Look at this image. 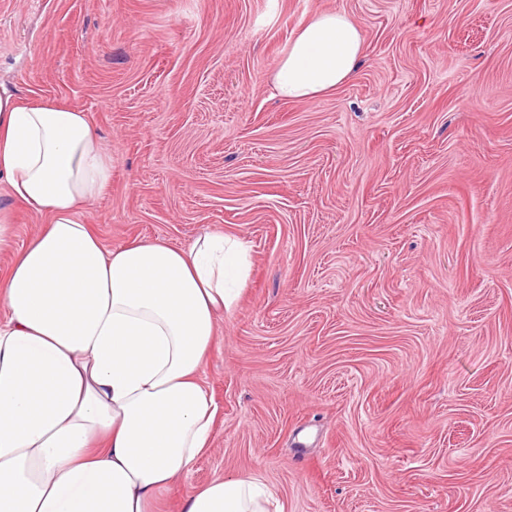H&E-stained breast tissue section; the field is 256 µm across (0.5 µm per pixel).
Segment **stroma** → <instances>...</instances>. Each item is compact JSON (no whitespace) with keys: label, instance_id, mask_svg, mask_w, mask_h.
I'll return each instance as SVG.
<instances>
[{"label":"stroma","instance_id":"stroma-1","mask_svg":"<svg viewBox=\"0 0 512 512\" xmlns=\"http://www.w3.org/2000/svg\"><path fill=\"white\" fill-rule=\"evenodd\" d=\"M326 9L356 77L276 97ZM0 86L98 129L106 248L249 249L211 447L161 512L218 474L285 512H512V0H0Z\"/></svg>","mask_w":512,"mask_h":512}]
</instances>
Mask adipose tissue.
Listing matches in <instances>:
<instances>
[{
	"mask_svg": "<svg viewBox=\"0 0 512 512\" xmlns=\"http://www.w3.org/2000/svg\"><path fill=\"white\" fill-rule=\"evenodd\" d=\"M358 24L339 10L300 25L272 76L309 102L352 80ZM86 113L0 91V179L45 217L14 249L0 208V512H156L211 445L217 406L201 379L216 321L239 302L248 249L208 233L108 249L81 223L111 183ZM255 475H219L181 512H270Z\"/></svg>",
	"mask_w": 512,
	"mask_h": 512,
	"instance_id": "obj_1",
	"label": "adipose tissue"
}]
</instances>
